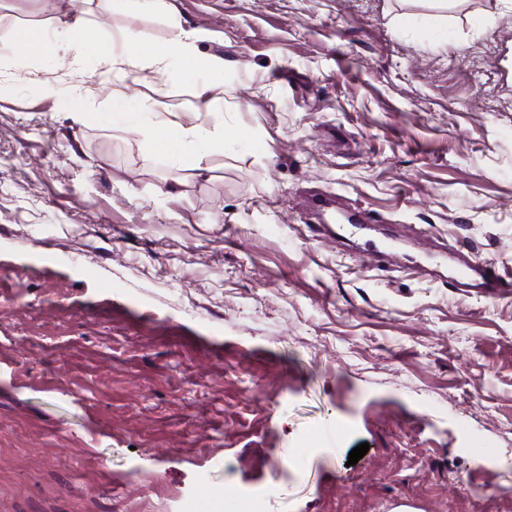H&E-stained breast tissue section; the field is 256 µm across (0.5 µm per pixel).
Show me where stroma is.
Instances as JSON below:
<instances>
[{
	"instance_id": "stroma-1",
	"label": "stroma",
	"mask_w": 512,
	"mask_h": 512,
	"mask_svg": "<svg viewBox=\"0 0 512 512\" xmlns=\"http://www.w3.org/2000/svg\"><path fill=\"white\" fill-rule=\"evenodd\" d=\"M172 2L186 80L112 40L165 17L0 0V512H512V0ZM78 17L107 62L27 49ZM36 33V31L28 33V39L33 45V51L52 65H62L64 56L60 55L55 41L47 40L44 36L37 39ZM145 101L134 95L125 96L113 103L112 112L105 116V123L112 129H124L131 126L153 130L148 146L160 153L170 167H179L188 161H194L197 168L213 152L224 151V126L216 123L213 128L196 124L186 129H176L168 134H157L159 126L150 118L152 112Z\"/></svg>"
}]
</instances>
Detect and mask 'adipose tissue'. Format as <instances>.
Returning a JSON list of instances; mask_svg holds the SVG:
<instances>
[{
  "mask_svg": "<svg viewBox=\"0 0 512 512\" xmlns=\"http://www.w3.org/2000/svg\"><path fill=\"white\" fill-rule=\"evenodd\" d=\"M132 3L144 13H166L172 35L167 41L157 43L142 30L120 31L119 40L134 51L130 59L131 65L140 67L172 61L176 63L177 71L181 74L194 68L195 56L191 37L183 29L168 0H132ZM105 122L115 129L131 126L150 129L151 134L147 140L149 147L160 153L171 167L190 161L202 163L213 152L224 147V126L220 123L211 128L196 124L167 134L156 133V124L150 117L146 102L132 95L116 100L112 112L106 114Z\"/></svg>",
  "mask_w": 512,
  "mask_h": 512,
  "instance_id": "adipose-tissue-1",
  "label": "adipose tissue"
}]
</instances>
